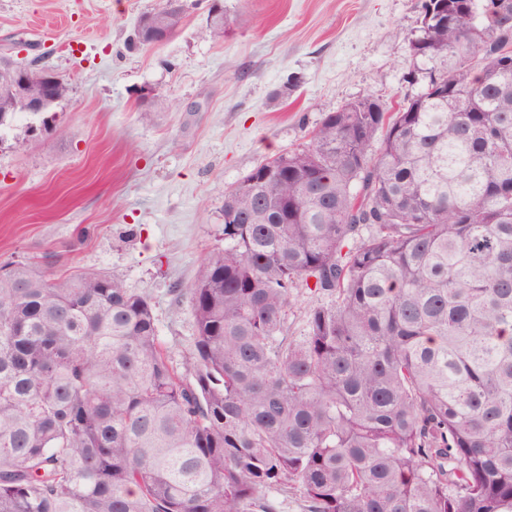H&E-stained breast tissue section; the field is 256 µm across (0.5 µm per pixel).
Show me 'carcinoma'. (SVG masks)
<instances>
[{"mask_svg": "<svg viewBox=\"0 0 512 512\" xmlns=\"http://www.w3.org/2000/svg\"><path fill=\"white\" fill-rule=\"evenodd\" d=\"M453 2L420 93L225 189L182 366L118 278L0 265V512H512V0ZM293 294L294 302L288 315V324L295 335L299 336L303 329L305 313L316 303V297L307 288H295Z\"/></svg>", "mask_w": 512, "mask_h": 512, "instance_id": "carcinoma-1", "label": "carcinoma"}]
</instances>
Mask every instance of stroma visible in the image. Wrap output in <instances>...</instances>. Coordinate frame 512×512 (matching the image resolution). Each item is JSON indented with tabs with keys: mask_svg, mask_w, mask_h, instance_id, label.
Wrapping results in <instances>:
<instances>
[{
	"mask_svg": "<svg viewBox=\"0 0 512 512\" xmlns=\"http://www.w3.org/2000/svg\"><path fill=\"white\" fill-rule=\"evenodd\" d=\"M184 0L167 41L127 46L158 0H0V55L70 85L50 125L19 114L0 130V263L106 272L147 295L174 363L192 316L174 303L224 245V191L275 155L303 148L326 113L370 93L422 91L409 72L421 0ZM166 112H149L152 94Z\"/></svg>",
	"mask_w": 512,
	"mask_h": 512,
	"instance_id": "1",
	"label": "stroma"
}]
</instances>
